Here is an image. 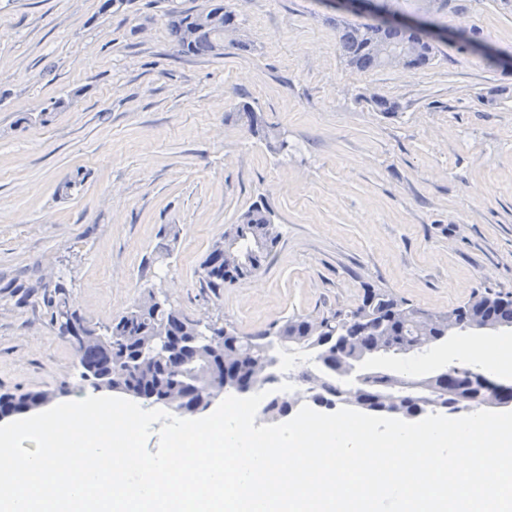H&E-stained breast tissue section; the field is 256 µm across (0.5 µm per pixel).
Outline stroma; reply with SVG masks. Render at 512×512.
I'll use <instances>...</instances> for the list:
<instances>
[{
  "instance_id": "1",
  "label": "stroma",
  "mask_w": 512,
  "mask_h": 512,
  "mask_svg": "<svg viewBox=\"0 0 512 512\" xmlns=\"http://www.w3.org/2000/svg\"><path fill=\"white\" fill-rule=\"evenodd\" d=\"M208 3L0 0V388L90 391L52 319L62 292L94 326L153 289L243 334L368 288L429 311L512 295V70L466 42L512 55V0H451L430 65L366 73L337 50L333 0H239L223 49L181 53L170 14ZM241 102L287 150L235 121ZM261 199L267 265L209 287L212 242ZM453 349L380 364L443 369Z\"/></svg>"
}]
</instances>
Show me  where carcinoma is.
Returning <instances> with one entry per match:
<instances>
[{
    "mask_svg": "<svg viewBox=\"0 0 512 512\" xmlns=\"http://www.w3.org/2000/svg\"><path fill=\"white\" fill-rule=\"evenodd\" d=\"M368 14L353 19L336 20L337 46L340 55L350 67L367 72L387 66L381 48L409 51L405 65L420 68L429 65L438 51L429 30L438 27L434 13L448 8L450 0H427L422 12L428 16L426 27L412 29L384 23V16L397 14V0H371ZM216 15L219 27L213 30L196 28L194 12L178 11L171 14L168 28L173 40L182 50L206 55L217 50L216 39L221 28L235 22L237 12L232 4H220L209 9ZM359 99L386 115L396 114L400 106L383 96L359 95ZM237 123L254 137L267 141L271 130L261 122L250 104L235 108ZM229 237L237 243V253L230 257L217 256L218 245ZM278 233L273 212L263 204H253L230 225L224 236L215 240L202 264V279L213 288H222L248 279L267 262L277 245ZM153 291L136 302L125 314L110 324L100 327L101 339L93 345L72 341L81 367L94 388L106 379L111 391L127 394L136 392L145 398L159 396L177 387L184 390L189 401L206 394L233 396L239 388L258 392L277 380L276 368L268 375L255 379L256 365L261 362L278 364L276 352L288 350L291 338L300 342V348L310 352L315 361L314 370L303 374L316 384L321 405L331 408L345 392L343 376L350 363L361 364L370 358L377 360L385 354H407L448 340V324L428 321L425 310L409 305L390 294L371 288L364 291L362 302L349 310H331L320 318L292 315L251 336L237 332L230 325L214 324L198 328L195 321L168 306L164 301L154 302ZM483 318L502 329L512 328V297L499 294H480L466 303ZM70 313L77 322L83 321L70 310L64 299L55 305V319L62 335L73 336L62 321ZM163 333L170 337L168 350H151L143 346L145 336ZM433 381L438 387L442 412L459 398L468 399L472 406H480L483 386L494 382L491 376L469 366H452L441 372L423 376L420 381ZM405 389V397L397 403H387L383 395L393 384ZM417 381L405 379L383 370L364 371L358 392L373 414L405 419L429 412L410 396L411 386ZM43 394L37 390L1 391L0 414L18 415L38 409ZM272 419L284 418L290 412V400L275 397L266 407Z\"/></svg>",
    "mask_w": 512,
    "mask_h": 512,
    "instance_id": "1",
    "label": "carcinoma"
}]
</instances>
